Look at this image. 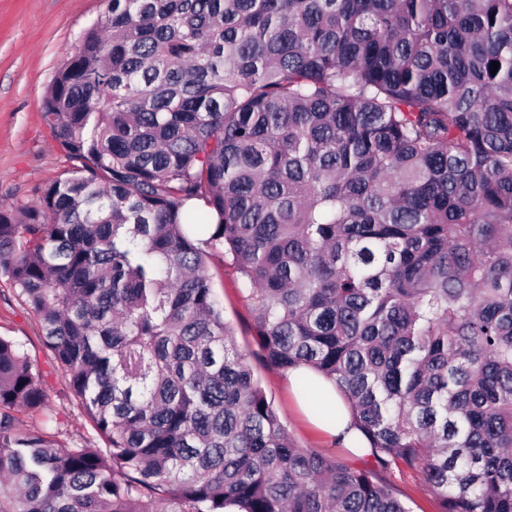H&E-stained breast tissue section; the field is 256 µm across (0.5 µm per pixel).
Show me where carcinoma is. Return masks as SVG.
Instances as JSON below:
<instances>
[{
    "mask_svg": "<svg viewBox=\"0 0 512 512\" xmlns=\"http://www.w3.org/2000/svg\"><path fill=\"white\" fill-rule=\"evenodd\" d=\"M105 2L44 99L67 176L0 206L104 447L18 428L47 394L0 336V512H408L394 466L439 512H512V0ZM213 251L370 460L292 439ZM382 479L413 512H438L436 497L420 473L393 467L383 474Z\"/></svg>",
    "mask_w": 512,
    "mask_h": 512,
    "instance_id": "cac0c4a2",
    "label": "carcinoma"
}]
</instances>
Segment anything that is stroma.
<instances>
[{"label": "stroma", "mask_w": 512, "mask_h": 512, "mask_svg": "<svg viewBox=\"0 0 512 512\" xmlns=\"http://www.w3.org/2000/svg\"><path fill=\"white\" fill-rule=\"evenodd\" d=\"M104 10L103 0H0L1 203L37 204L40 188L69 168L44 116L43 100L59 62L78 51L83 32L100 21ZM209 271L236 345L248 354L255 377L272 397L289 434L302 447L337 453L335 440L315 433L296 407L287 374L259 356L236 268L216 255L209 260ZM0 336L22 346L34 371L42 376L48 396L47 409H17L19 428L43 431L62 447L99 446L83 408L43 345L38 317L1 274ZM383 479L412 512H438L436 497L420 473L395 467Z\"/></svg>", "instance_id": "stroma-1"}]
</instances>
